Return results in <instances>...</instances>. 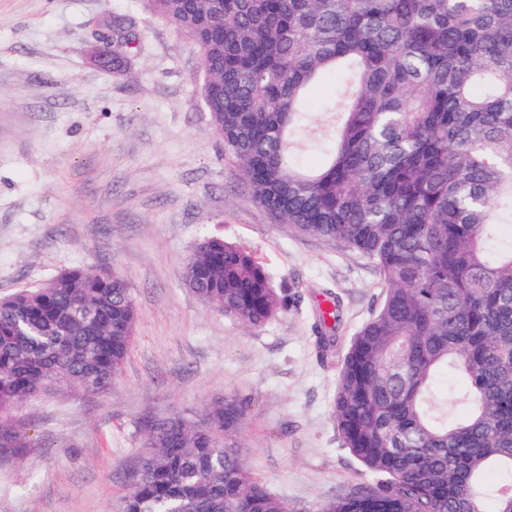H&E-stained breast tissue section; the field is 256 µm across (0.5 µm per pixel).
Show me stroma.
I'll return each instance as SVG.
<instances>
[{
  "label": "stroma",
  "mask_w": 512,
  "mask_h": 512,
  "mask_svg": "<svg viewBox=\"0 0 512 512\" xmlns=\"http://www.w3.org/2000/svg\"><path fill=\"white\" fill-rule=\"evenodd\" d=\"M130 32L104 66L100 36ZM202 54L146 0H0V297L73 267L113 268L137 308L109 391L30 401L11 423L28 446L0 457V512H112L151 419L246 402L248 470L291 512L370 475L332 418L335 370L315 345L319 300L338 350L380 299L371 263L297 236L253 199L203 111ZM236 242L264 264L287 311L260 329L181 282L197 243Z\"/></svg>",
  "instance_id": "35a3bbf8"
}]
</instances>
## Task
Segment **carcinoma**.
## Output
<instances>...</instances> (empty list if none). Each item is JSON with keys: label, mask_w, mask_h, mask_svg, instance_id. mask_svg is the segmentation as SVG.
I'll return each mask as SVG.
<instances>
[{"label": "carcinoma", "mask_w": 512, "mask_h": 512, "mask_svg": "<svg viewBox=\"0 0 512 512\" xmlns=\"http://www.w3.org/2000/svg\"><path fill=\"white\" fill-rule=\"evenodd\" d=\"M203 51V110L256 202L289 231L369 260L380 303L336 364L342 447L379 480L318 512H512V0H149ZM340 76L313 132L307 87ZM326 139L303 169L293 136ZM181 281L261 328L288 309L221 237ZM137 309L127 279L76 267L0 298V455L43 395L106 393ZM464 387L441 398L442 373ZM243 399L147 423L119 512H287L248 472ZM491 471L505 477L487 481Z\"/></svg>", "instance_id": "carcinoma-1"}]
</instances>
